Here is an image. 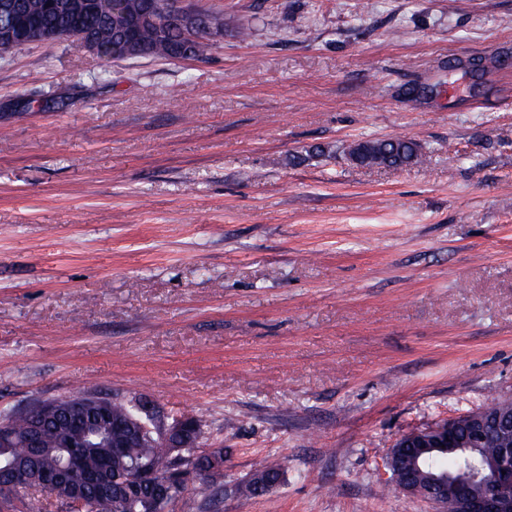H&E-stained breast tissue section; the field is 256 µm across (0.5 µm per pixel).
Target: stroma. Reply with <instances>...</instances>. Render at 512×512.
Wrapping results in <instances>:
<instances>
[{
    "mask_svg": "<svg viewBox=\"0 0 512 512\" xmlns=\"http://www.w3.org/2000/svg\"><path fill=\"white\" fill-rule=\"evenodd\" d=\"M191 2L204 60L0 51V410L143 394L283 472L174 512H434L390 448L512 401V0ZM389 136L428 162L345 156ZM283 472L274 466L255 468L249 476L232 486V495L241 499H256L264 496L282 480Z\"/></svg>",
    "mask_w": 512,
    "mask_h": 512,
    "instance_id": "1",
    "label": "stroma"
}]
</instances>
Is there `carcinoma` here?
<instances>
[{
	"label": "carcinoma",
	"instance_id": "carcinoma-1",
	"mask_svg": "<svg viewBox=\"0 0 512 512\" xmlns=\"http://www.w3.org/2000/svg\"><path fill=\"white\" fill-rule=\"evenodd\" d=\"M26 18L33 24L57 33L76 29L86 34L97 49V56L105 63L125 58L182 59L209 56L214 37L198 35L200 21L187 24H169L165 20L166 0H95L94 14H74L73 0H18ZM129 17H141L143 22L133 36L126 35L124 23ZM348 159L362 167H403L422 164L427 153L420 142L406 137L391 136L359 140L346 148ZM58 405L48 412L54 418L42 431L41 447L31 448L28 436L38 418L17 414L12 409L0 411V419L12 423L13 447L8 456L34 482L58 472L66 463L69 445L82 441V472L94 476L87 483L78 477H68L52 483L47 493L65 505L68 512H170L173 504L182 499L186 489L176 482L171 492L163 497L153 492L130 495L128 485L141 468L158 462H167V471L173 475L195 460L204 465V471L195 472L202 483L216 480L224 471V449L202 450L170 448L159 436L160 427L152 422L156 406L146 396L138 401L126 400L120 395L104 402L115 419L131 421L132 429L94 425L77 428L66 416L70 403L67 397L57 399ZM131 441V447L117 454L112 443ZM512 446V439L500 442L489 440L476 452H434L426 456L427 473H449L455 480L470 484L472 473L489 469L499 462V451ZM283 472L274 466L255 468L249 476L232 486V495L241 499L264 496L282 480Z\"/></svg>",
	"mask_w": 512,
	"mask_h": 512
}]
</instances>
